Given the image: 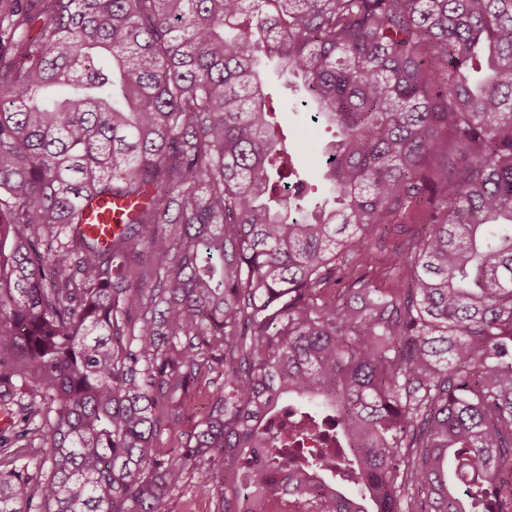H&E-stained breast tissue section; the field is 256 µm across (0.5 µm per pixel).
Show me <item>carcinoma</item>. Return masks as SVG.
Returning a JSON list of instances; mask_svg holds the SVG:
<instances>
[{
    "label": "carcinoma",
    "instance_id": "carcinoma-1",
    "mask_svg": "<svg viewBox=\"0 0 512 512\" xmlns=\"http://www.w3.org/2000/svg\"><path fill=\"white\" fill-rule=\"evenodd\" d=\"M0 409V512L511 506L512 0H0ZM265 79L270 92L288 99V112L285 114V119L288 121V124L299 127L308 123L309 118L304 114L305 111L296 108L292 104L290 91L285 88L280 77H278L274 71H268L265 75ZM301 128H303V126L300 127V129ZM432 229L431 224H425V221L419 215L414 214L397 217L392 224H380L373 228L368 238L376 256L377 264L371 273L379 275L384 272L385 267L389 265L393 258L392 251L396 249V244L405 240L407 235L412 234L422 238L428 235ZM213 390L214 387L212 385L208 388L205 379L199 381L190 390L189 397L184 405L186 412H182L184 415L180 422L181 432H190L193 430L196 422L203 416L207 409L210 400V392ZM164 512H213L214 508L205 499L191 496L188 490L174 493L164 504Z\"/></svg>",
    "mask_w": 512,
    "mask_h": 512
}]
</instances>
